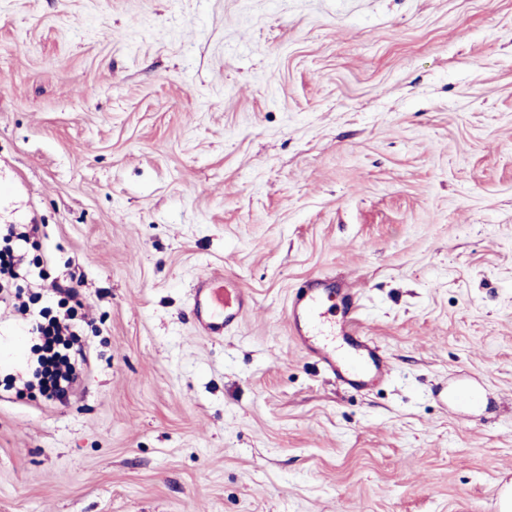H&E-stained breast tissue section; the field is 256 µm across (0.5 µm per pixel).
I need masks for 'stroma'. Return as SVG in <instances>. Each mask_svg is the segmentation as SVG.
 Here are the masks:
<instances>
[{
  "instance_id": "obj_1",
  "label": "stroma",
  "mask_w": 512,
  "mask_h": 512,
  "mask_svg": "<svg viewBox=\"0 0 512 512\" xmlns=\"http://www.w3.org/2000/svg\"><path fill=\"white\" fill-rule=\"evenodd\" d=\"M37 308L83 281L90 364L0 305V512H497L512 480V0H0V227ZM203 276L253 297L201 336ZM350 283L389 380L288 330ZM470 384L480 405L449 391ZM21 225L12 228L3 238L0 248V302L10 304L15 312L29 321L37 342L33 346L36 366L32 373L19 380L16 394L24 389L38 387L45 403L63 401L79 387L84 370L90 363L88 347L77 333V309L83 303L77 299L79 293L74 285L57 288L61 298L59 309L53 312L42 308L38 312L30 309L24 300V288H28L23 246L29 244L36 225ZM76 307L68 306L73 302Z\"/></svg>"
}]
</instances>
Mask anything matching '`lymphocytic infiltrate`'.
Instances as JSON below:
<instances>
[{
  "instance_id": "1",
  "label": "lymphocytic infiltrate",
  "mask_w": 512,
  "mask_h": 512,
  "mask_svg": "<svg viewBox=\"0 0 512 512\" xmlns=\"http://www.w3.org/2000/svg\"><path fill=\"white\" fill-rule=\"evenodd\" d=\"M33 235L28 226L12 228L0 240V302L11 305L29 321L36 336L33 353L36 366L18 383L19 389H38L44 402L66 399L79 387L84 370L90 363L88 347L77 333L78 293L75 286L60 289L57 309L31 310L24 299L27 273L24 268V245Z\"/></svg>"
}]
</instances>
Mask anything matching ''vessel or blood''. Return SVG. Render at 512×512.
<instances>
[{
    "mask_svg": "<svg viewBox=\"0 0 512 512\" xmlns=\"http://www.w3.org/2000/svg\"><path fill=\"white\" fill-rule=\"evenodd\" d=\"M330 299L327 283L320 277L296 288L288 303L290 336L307 356L351 388L389 378L391 363L364 334L355 289L344 286L340 307H333ZM248 305L247 292L225 280L205 278L193 289L196 326L207 336H221L238 326Z\"/></svg>",
    "mask_w": 512,
    "mask_h": 512,
    "instance_id": "b4317fda",
    "label": "vessel or blood"
}]
</instances>
